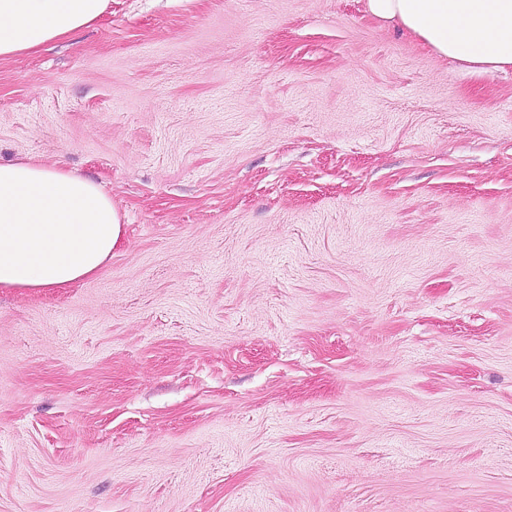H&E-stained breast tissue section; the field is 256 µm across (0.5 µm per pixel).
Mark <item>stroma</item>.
<instances>
[{"label":"stroma","instance_id":"stroma-1","mask_svg":"<svg viewBox=\"0 0 512 512\" xmlns=\"http://www.w3.org/2000/svg\"><path fill=\"white\" fill-rule=\"evenodd\" d=\"M98 183L0 288V512H512V71L363 0H110L0 61V160ZM121 234L99 185L33 159L0 162V288H63L90 278Z\"/></svg>","mask_w":512,"mask_h":512}]
</instances>
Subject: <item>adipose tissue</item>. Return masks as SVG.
Here are the masks:
<instances>
[{
    "instance_id": "1",
    "label": "adipose tissue",
    "mask_w": 512,
    "mask_h": 512,
    "mask_svg": "<svg viewBox=\"0 0 512 512\" xmlns=\"http://www.w3.org/2000/svg\"><path fill=\"white\" fill-rule=\"evenodd\" d=\"M109 0H0V60L96 22ZM367 13L474 75L512 70V0H365ZM122 234L112 199L32 159L0 162V288H63L95 275Z\"/></svg>"
}]
</instances>
